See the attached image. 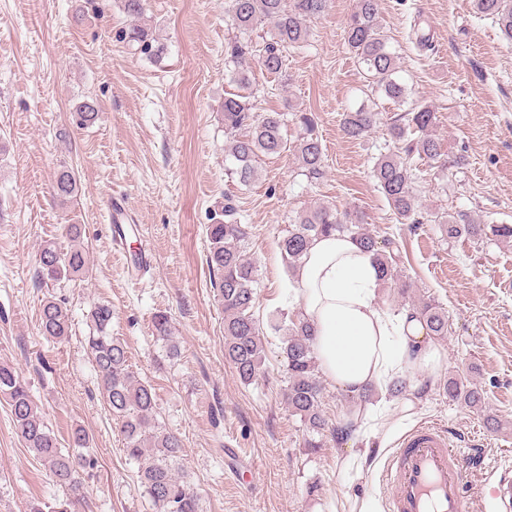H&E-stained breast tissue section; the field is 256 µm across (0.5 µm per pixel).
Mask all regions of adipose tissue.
Masks as SVG:
<instances>
[{
	"mask_svg": "<svg viewBox=\"0 0 512 512\" xmlns=\"http://www.w3.org/2000/svg\"><path fill=\"white\" fill-rule=\"evenodd\" d=\"M296 280L293 300L314 330L321 373L337 388L384 396L395 382L442 366L445 354L418 318L378 304L376 261L352 236L314 238Z\"/></svg>",
	"mask_w": 512,
	"mask_h": 512,
	"instance_id": "obj_1",
	"label": "adipose tissue"
}]
</instances>
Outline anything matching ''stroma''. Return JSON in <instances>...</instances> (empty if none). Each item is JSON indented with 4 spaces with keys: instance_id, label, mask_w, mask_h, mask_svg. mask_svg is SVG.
<instances>
[{
    "instance_id": "stroma-1",
    "label": "stroma",
    "mask_w": 512,
    "mask_h": 512,
    "mask_svg": "<svg viewBox=\"0 0 512 512\" xmlns=\"http://www.w3.org/2000/svg\"><path fill=\"white\" fill-rule=\"evenodd\" d=\"M354 0H329L310 23V37L288 53L282 76L246 67L257 112H311L324 150V175L307 178L293 152L262 160L256 179L241 186L225 171L224 45L232 32L224 0H149L141 23L161 57L129 50L119 33L129 20L119 0H0V362L28 382L60 447L73 429L89 436L97 466L85 484L90 512H151L125 456L85 346L95 304L112 307L114 336L123 339L135 374L156 392L155 421L182 438L180 466L201 497L202 512H347L369 495L390 512L379 472L392 445L357 441L311 452L306 429L282 402V338L266 331V360L245 385L224 358V312L205 255V227L225 196L251 227L248 254L256 266L255 313L268 321L293 312L292 276L278 243L290 219L320 204L359 209L377 237L399 239L398 266L417 296L448 312L438 344L445 361L424 396L394 399L401 433L434 422L452 444H481L485 467L469 474L473 492L512 466V242L448 238L444 223L464 214L483 224H512V41L477 14L472 0H379V21L399 57L398 75L414 100L435 113L432 132L443 148L464 156L441 167L415 160L422 211L434 221L401 223L371 178L386 143L384 128L346 138L340 123L361 105L394 114L347 49L343 29ZM428 34L418 46L413 30ZM90 102L92 126L76 121ZM74 168L80 189L62 205L52 197L60 166ZM123 193L139 232L124 253L150 246V268L128 279L104 219L110 195ZM66 224L82 227L89 264L82 277L48 285L38 277L44 242L68 248ZM63 301L70 335L39 331L42 301ZM171 318L180 348L170 357L152 334L157 312ZM474 372L486 406L453 402L442 387L449 374ZM494 416L498 431L484 421ZM367 449L360 471H344V456ZM46 464L19 437L0 397V512H28L31 502L60 498Z\"/></svg>"
}]
</instances>
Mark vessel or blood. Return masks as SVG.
<instances>
[{
  "mask_svg": "<svg viewBox=\"0 0 512 512\" xmlns=\"http://www.w3.org/2000/svg\"><path fill=\"white\" fill-rule=\"evenodd\" d=\"M477 449L453 448L446 428L427 423L408 432L389 457L383 481L392 490L391 512H468L469 460ZM490 497L499 512H512V470L494 480Z\"/></svg>",
  "mask_w": 512,
  "mask_h": 512,
  "instance_id": "b4317fda",
  "label": "vessel or blood"
}]
</instances>
